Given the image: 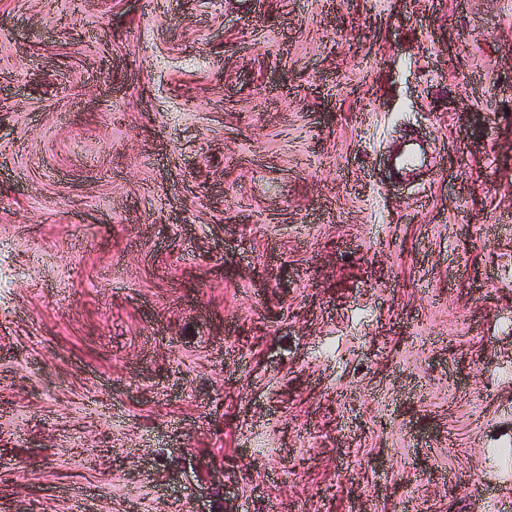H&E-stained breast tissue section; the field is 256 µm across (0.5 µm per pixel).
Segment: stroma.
<instances>
[{"mask_svg": "<svg viewBox=\"0 0 512 512\" xmlns=\"http://www.w3.org/2000/svg\"><path fill=\"white\" fill-rule=\"evenodd\" d=\"M511 447L512 0H0V512H484Z\"/></svg>", "mask_w": 512, "mask_h": 512, "instance_id": "obj_1", "label": "stroma"}]
</instances>
